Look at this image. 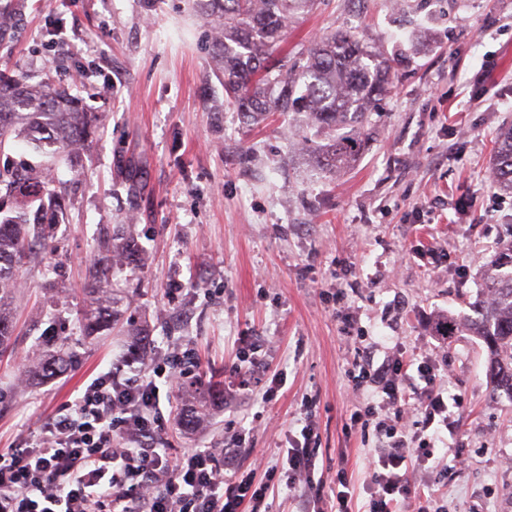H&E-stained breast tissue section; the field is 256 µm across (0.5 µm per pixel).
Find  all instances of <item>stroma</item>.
Returning <instances> with one entry per match:
<instances>
[{"instance_id": "1", "label": "stroma", "mask_w": 512, "mask_h": 512, "mask_svg": "<svg viewBox=\"0 0 512 512\" xmlns=\"http://www.w3.org/2000/svg\"><path fill=\"white\" fill-rule=\"evenodd\" d=\"M19 14L0 44V71L71 83L106 122L85 168L58 162L69 221L40 262L19 269L11 354L0 357V449L114 368L140 373L188 352L193 375L213 377L225 403L205 430L167 422L179 453L215 448L246 428L275 460L311 403L316 474L333 487L345 465L362 512L374 434L347 431L355 401L346 375L354 335L378 351L399 347L447 365L441 384L464 412L437 441L434 470L448 512H512V401L490 394L487 353L466 333L437 340L441 314L463 316L482 265L512 242V194L487 179L500 128L512 123V0H318L293 20L282 51L334 30L357 32L401 55L394 87L369 117L353 167L328 175L299 153L307 120L271 114L244 122L213 70L212 28L192 0H0ZM135 219L148 258L114 270L122 322L83 336L79 305L104 227ZM343 291L342 303L332 295ZM143 326L131 350L127 323ZM68 338L66 374L18 384L37 339ZM260 345L276 397L239 389L227 367L239 337ZM465 466L451 465L454 455Z\"/></svg>"}]
</instances>
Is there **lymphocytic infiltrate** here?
I'll list each match as a JSON object with an SVG mask.
<instances>
[{
	"label": "lymphocytic infiltrate",
	"instance_id": "f902f5d3",
	"mask_svg": "<svg viewBox=\"0 0 512 512\" xmlns=\"http://www.w3.org/2000/svg\"><path fill=\"white\" fill-rule=\"evenodd\" d=\"M180 358L162 379L111 371L60 406L44 421L31 446L0 452V512H262L281 485L304 488L301 512H352L354 489L345 470L336 473L332 501L315 479L316 439L311 416L278 463L254 472L223 467L246 443L247 429L223 448H190L172 454L160 436L165 415L161 387L186 377ZM428 357L410 361L401 352L376 359L359 350L347 378L363 394L350 416L361 431H373L377 446L364 484L367 512H432L442 491L421 489L412 475L434 458L433 425H447L461 400L447 401ZM418 420H410V412Z\"/></svg>",
	"mask_w": 512,
	"mask_h": 512
}]
</instances>
